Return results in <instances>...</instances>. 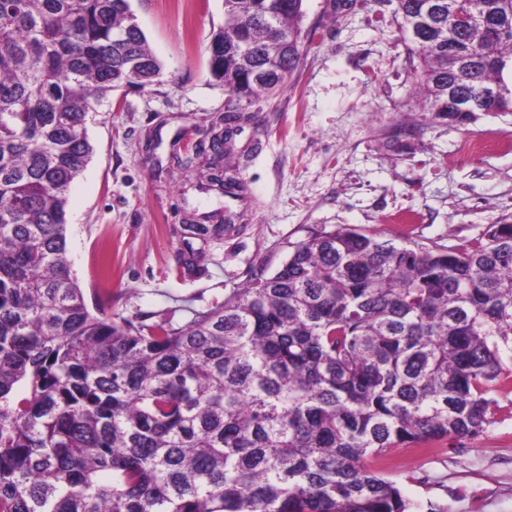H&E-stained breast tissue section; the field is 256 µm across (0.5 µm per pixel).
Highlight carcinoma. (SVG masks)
Instances as JSON below:
<instances>
[{
  "label": "carcinoma",
  "mask_w": 512,
  "mask_h": 512,
  "mask_svg": "<svg viewBox=\"0 0 512 512\" xmlns=\"http://www.w3.org/2000/svg\"><path fill=\"white\" fill-rule=\"evenodd\" d=\"M473 1L506 37L396 0L418 83L452 128L512 112V0ZM302 18L303 0H224L211 76L239 101L275 95ZM160 72L129 0H0V512H410L367 460L497 422L512 224L431 248L322 230L184 325L93 312L71 271L68 193L94 154V105ZM224 150L216 135L177 162L240 200ZM185 230L201 241L189 268L224 237Z\"/></svg>",
  "instance_id": "cac0c4a2"
}]
</instances>
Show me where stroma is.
<instances>
[{
    "label": "stroma",
    "mask_w": 512,
    "mask_h": 512,
    "mask_svg": "<svg viewBox=\"0 0 512 512\" xmlns=\"http://www.w3.org/2000/svg\"><path fill=\"white\" fill-rule=\"evenodd\" d=\"M161 73L96 107L95 155L68 196L71 271L89 308L147 321L222 303L295 243L340 227L400 244L454 245L512 222V112L455 129L415 108L416 75L394 0H304L308 41L286 87L236 101L209 73L224 0H130ZM247 113L224 165L248 185L233 230L198 270L182 265L185 225L222 215L195 190L202 172L176 155L209 140L227 110ZM496 424L437 441L424 456L389 454L384 473L411 512H512V393ZM483 487L480 500L464 490Z\"/></svg>",
    "instance_id": "stroma-1"
}]
</instances>
